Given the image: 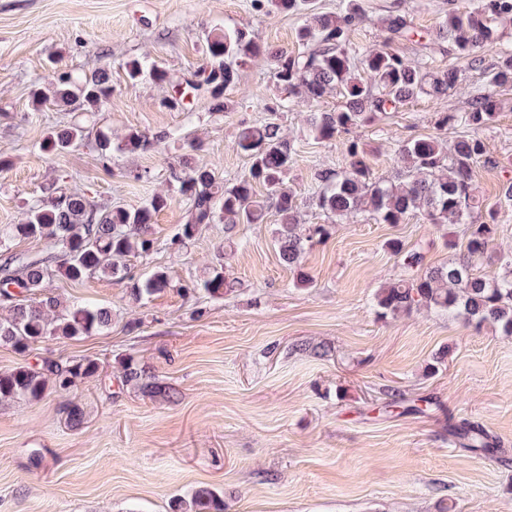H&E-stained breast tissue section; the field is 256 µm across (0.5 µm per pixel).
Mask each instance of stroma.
<instances>
[{"label":"stroma","instance_id":"1","mask_svg":"<svg viewBox=\"0 0 512 512\" xmlns=\"http://www.w3.org/2000/svg\"><path fill=\"white\" fill-rule=\"evenodd\" d=\"M299 24L295 14L255 11L251 0H0V227L19 223L23 203L52 183L104 204L138 206L166 191L186 136L202 141L196 163L225 179L243 173L248 160L233 147L236 130L265 119L274 93L263 60L241 70L226 112L203 100L187 112L164 108L161 88L129 81L122 65L147 56L178 80L199 66L211 28H245L270 49L293 50ZM95 63L112 71L113 108L91 117L73 106H32L30 88L52 66ZM470 87L419 98L360 129L374 177L392 174L399 142L465 135L462 126L437 129L435 119L464 111ZM498 95L496 122L479 131L487 160L474 178L497 222V247L481 265L487 274L498 271L500 251H512V200L502 195L512 177V87ZM280 122L297 145L287 186L305 223H325L308 190L318 169L345 167L343 142L308 139L297 112L281 113ZM72 123L119 137L131 130L170 137L108 161L90 138L59 154L40 150L51 127ZM136 172L142 180H133ZM187 219L184 199L172 196L153 226L155 251L126 261L132 277L162 267L183 283L220 264L240 281L237 293L167 290L136 303L130 279L74 282L57 273L48 292L67 304L111 307V325L47 338L22 354L0 346V372L46 359L98 364L73 391L84 410L80 428L67 425L64 399L52 391L0 402V512H177L201 485L223 497L224 512H512V336L433 312L384 321L374 308L377 289L400 273L386 241L401 240L439 266L462 250L465 225L345 219L305 253L302 270L312 283L302 287L298 271L279 258L275 218L229 235L207 224L174 251L169 240ZM128 360L170 395L123 382ZM420 399L429 402L424 412L387 410ZM462 421L485 429L498 453L463 447L449 433Z\"/></svg>","mask_w":512,"mask_h":512}]
</instances>
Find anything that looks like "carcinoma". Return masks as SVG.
<instances>
[{
    "mask_svg": "<svg viewBox=\"0 0 512 512\" xmlns=\"http://www.w3.org/2000/svg\"><path fill=\"white\" fill-rule=\"evenodd\" d=\"M252 7L258 12L275 10L303 17L295 33L298 49L269 50L249 30L226 27L206 34L205 59L191 78L175 82L159 63L147 65L138 59L126 62V77L133 82L148 79L162 88L160 104L166 108L185 109L204 96L212 110L223 112L229 108L226 92L236 85L241 70L267 55L279 96L265 110L272 116L290 110L304 113L308 137L317 143L375 125L422 96L445 98L468 73L482 69V54L491 49L499 57L496 69L484 75V83L472 87L464 111L437 113L436 127L491 126L501 105L495 88L512 86V46L501 42L498 28L499 23L512 21V0H465L431 31L417 29L408 11L397 3L381 19L384 43L368 46L351 40L363 15L361 0H340L334 13L317 11L312 0H253ZM396 42L415 45V57L394 50ZM431 48L452 56L454 63L445 70L431 69L427 59ZM333 92L342 96V104L330 112L317 110L318 103ZM30 99L37 109L52 102L97 112L112 106L110 75L101 66L79 72L56 68L46 84L30 91ZM85 138L84 127L63 126L50 130L40 148L56 154L81 145ZM167 138L165 131H131L116 146L130 153L144 152ZM94 142L102 158L111 155L114 145L107 130L98 129ZM235 145L249 157L250 165L230 181L186 159L169 167V185L189 209L187 222L180 225L170 245H185L205 224L222 223L227 234L238 224H262L272 208L279 217L275 235L279 258L298 267L308 249L329 237L330 224L352 214L366 212L376 224H402L418 215L429 224H464V250L440 266H426L421 252L404 249L396 239L385 243L401 272L376 291V313L386 320L418 310L441 312L476 329L492 326L512 336V255L500 256L496 274L478 271L497 232L494 213L481 219L482 202L474 186L475 168L487 155L482 138L463 135L451 146L433 135L408 139L398 145L400 167L387 179L373 177L357 139L346 141L345 168L320 169L311 185V199L330 220L328 224L301 223L298 200L285 185L296 143L272 117L241 124ZM167 203L168 195L157 193L137 207H108L85 192L52 185L28 202L21 223L1 229L0 239L37 238L44 241L45 252L37 259L9 252L0 255V303L7 308L0 316V346L23 353L46 338L70 339L109 327L110 309L64 305L43 292L45 281L56 271L71 281L95 275L126 278L127 258L153 252L156 241L151 226ZM240 286L215 267L207 276L180 285L178 291L223 297L238 292ZM170 287L168 272L156 268L133 282L130 296L139 303ZM97 371V362L90 358L47 359L37 369L16 367L0 372V401L38 400L50 387L68 393ZM121 374L124 382H134L146 392L159 391L147 380L145 369L131 361L122 364ZM64 412L70 426L82 424L79 403L68 401ZM450 433L467 448L493 450L491 436L478 426L464 422ZM184 512H224V500L212 488L199 486Z\"/></svg>",
    "mask_w": 512,
    "mask_h": 512,
    "instance_id": "carcinoma-1",
    "label": "carcinoma"
}]
</instances>
